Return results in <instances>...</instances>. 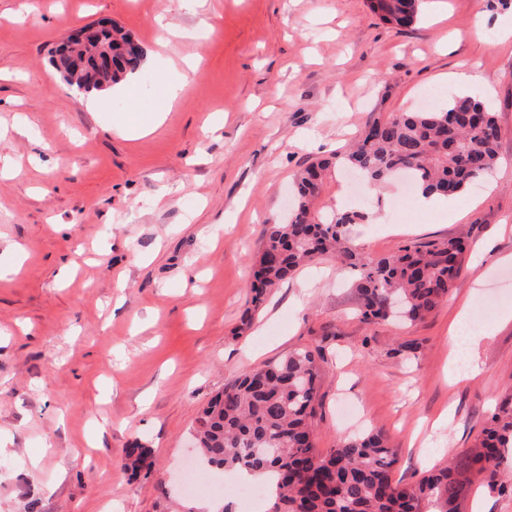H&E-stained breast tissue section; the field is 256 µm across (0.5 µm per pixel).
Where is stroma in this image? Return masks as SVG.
Instances as JSON below:
<instances>
[{"mask_svg":"<svg viewBox=\"0 0 512 512\" xmlns=\"http://www.w3.org/2000/svg\"><path fill=\"white\" fill-rule=\"evenodd\" d=\"M104 18L149 56L131 88L87 105L48 51ZM509 28L512 0H426L407 28L368 0H0V512H270L242 501L233 473H201L211 490L195 494L181 472L202 406L299 349L323 355L318 453L377 430L398 451L395 478L414 483L471 447L512 390ZM182 72L165 107L160 78ZM463 72L482 77L500 128L497 166L456 198L463 217L401 223L383 206L402 190L391 183L350 228L375 256L467 235L448 302L408 325L362 322L355 271L324 257L253 308L261 232L291 205L294 174L370 118L459 92ZM464 303L490 333L481 376L460 383L448 326ZM135 441L150 451L136 473Z\"/></svg>","mask_w":512,"mask_h":512,"instance_id":"35a3bbf8","label":"stroma"}]
</instances>
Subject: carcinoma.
Here are the masks:
<instances>
[{
  "mask_svg": "<svg viewBox=\"0 0 512 512\" xmlns=\"http://www.w3.org/2000/svg\"><path fill=\"white\" fill-rule=\"evenodd\" d=\"M422 0H370V8L399 27L418 18ZM112 48L116 72L99 78L76 70L71 56L52 64L68 86L96 93L139 72L146 48L118 25L82 47L94 59L98 46ZM499 126L479 96L460 92L436 108L392 112L370 119L354 147L300 171L294 180V211L286 221L264 225L263 246L251 290L254 306L265 293L291 278L308 261L334 256L358 269L359 314L366 323L396 318L415 322L448 300L461 274L464 240L409 243L373 257L354 248L349 229L365 218L354 210L317 211L328 173L355 171L373 189L394 176L412 178L429 194L455 197L494 168ZM319 363L309 350L263 365L224 386L196 418L194 438L203 461L220 470L268 472L278 487L273 512H421L425 503L451 512L470 477L492 491L512 494V394L488 418L475 447L416 483L396 482L395 449L380 432L343 441L326 455L314 446ZM128 467L139 469L148 449L135 442L125 449Z\"/></svg>",
  "mask_w": 512,
  "mask_h": 512,
  "instance_id": "1",
  "label": "carcinoma"
}]
</instances>
